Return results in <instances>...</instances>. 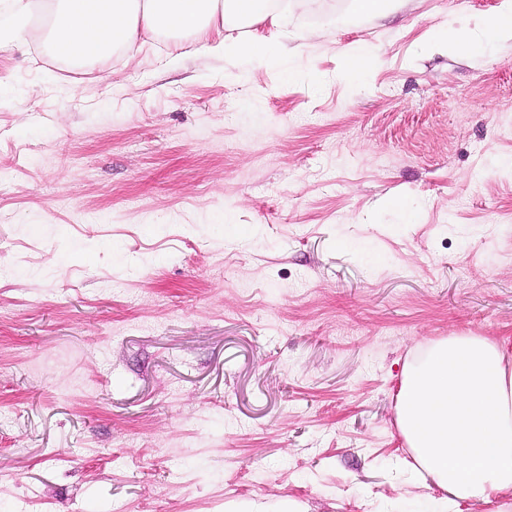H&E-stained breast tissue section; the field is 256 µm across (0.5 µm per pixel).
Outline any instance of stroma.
<instances>
[{"label": "stroma", "instance_id": "obj_1", "mask_svg": "<svg viewBox=\"0 0 512 512\" xmlns=\"http://www.w3.org/2000/svg\"><path fill=\"white\" fill-rule=\"evenodd\" d=\"M500 5L274 0L269 62L0 53V512L440 504L396 397L450 336L512 356V36H430ZM373 60L374 51L367 45L352 46L346 50V69L354 76L361 75L369 70Z\"/></svg>", "mask_w": 512, "mask_h": 512}]
</instances>
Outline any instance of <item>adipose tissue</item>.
<instances>
[{
    "label": "adipose tissue",
    "mask_w": 512,
    "mask_h": 512,
    "mask_svg": "<svg viewBox=\"0 0 512 512\" xmlns=\"http://www.w3.org/2000/svg\"><path fill=\"white\" fill-rule=\"evenodd\" d=\"M271 0H0V51L28 41L53 60L82 68L138 49L143 36L203 41L265 59L247 28L274 18ZM512 33V0L478 32L448 27L435 42L470 53ZM402 432L449 512L461 499L490 501L512 489V356L496 342L451 336L406 374L397 397Z\"/></svg>",
    "instance_id": "adipose-tissue-1"
}]
</instances>
